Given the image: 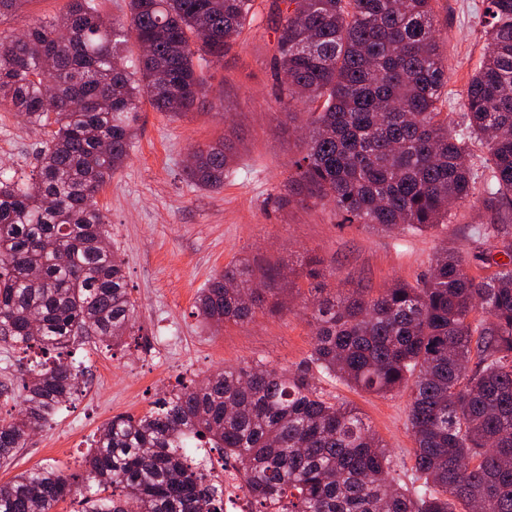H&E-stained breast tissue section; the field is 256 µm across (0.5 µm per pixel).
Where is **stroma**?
I'll list each match as a JSON object with an SVG mask.
<instances>
[{"mask_svg":"<svg viewBox=\"0 0 512 512\" xmlns=\"http://www.w3.org/2000/svg\"><path fill=\"white\" fill-rule=\"evenodd\" d=\"M484 0H438L442 51L448 58L450 120L486 49ZM257 16L223 63L206 68L207 98L179 119L143 104L127 163L96 195L110 240L125 263L137 315L123 346L88 342L68 359L85 371L82 392L29 438L0 482L43 467L79 471L98 430L113 416L141 415L172 390L225 366L264 360L296 370L307 358L312 327L294 311L253 322L203 325L195 314L200 288L229 263L247 261L280 287L279 271L320 256L339 293L376 292L396 279L423 278L440 246L470 254L473 229L485 215L476 201L453 206L446 232L392 235L349 224L333 205L300 201L288 185L307 116L274 99L277 41L272 0H257ZM44 135L16 112L0 110V165L29 175ZM221 139L234 146V172L218 189L197 187L184 169L194 146ZM331 396L356 406L376 437L397 457L400 478L413 466L408 397L380 396L328 383Z\"/></svg>","mask_w":512,"mask_h":512,"instance_id":"1","label":"stroma"}]
</instances>
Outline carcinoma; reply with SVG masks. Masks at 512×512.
Listing matches in <instances>:
<instances>
[{"label":"carcinoma","instance_id":"carcinoma-1","mask_svg":"<svg viewBox=\"0 0 512 512\" xmlns=\"http://www.w3.org/2000/svg\"><path fill=\"white\" fill-rule=\"evenodd\" d=\"M436 0H276L277 102L308 107L289 182L333 203L350 224L414 234L445 227L449 204L477 197L465 269L441 248L427 279L376 294L302 300L312 347L290 373L243 362L184 386L141 416L100 428L82 472L41 468L0 483V512H224V485L187 454L197 439L242 473L251 512H512V0H487V51L468 81L461 121L439 104L448 87ZM256 0H127L125 18L68 0L25 37L0 28V107L43 131L36 173L0 169V342L53 356L0 380L21 404L0 418V465L80 390L76 344H122L132 327L123 259L95 196L130 157L143 100L174 117L204 103L203 69L220 63L255 16ZM149 51L134 57L128 41ZM482 147L474 159L471 144ZM233 173L222 143L193 150L185 174L205 189ZM56 243L49 249L46 244ZM248 263L200 290L211 325L281 312ZM298 276L325 277L307 257ZM350 388L409 393L414 481H396L390 450L357 408L327 398L313 373Z\"/></svg>","mask_w":512,"mask_h":512}]
</instances>
